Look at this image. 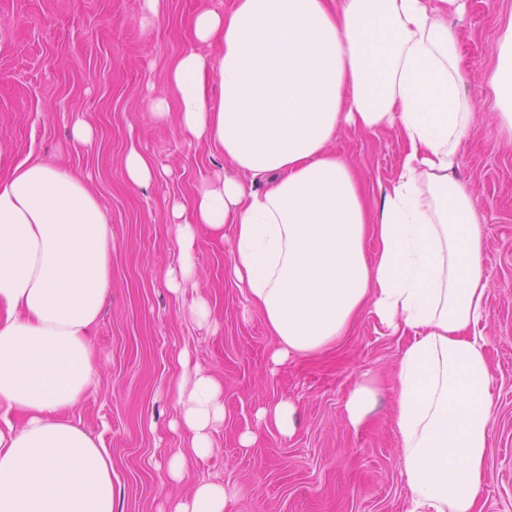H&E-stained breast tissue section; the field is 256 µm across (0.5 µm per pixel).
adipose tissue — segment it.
<instances>
[{
	"label": "adipose tissue",
	"mask_w": 512,
	"mask_h": 512,
	"mask_svg": "<svg viewBox=\"0 0 512 512\" xmlns=\"http://www.w3.org/2000/svg\"><path fill=\"white\" fill-rule=\"evenodd\" d=\"M458 2L230 0L194 17L191 47L168 66L170 94L148 99L157 122L235 170L167 202L179 243L171 291L195 276L204 230L231 236L228 273L278 341L273 364L321 351L365 312L404 338L395 429L408 512H476L492 437L480 216L454 175L474 122L444 18ZM211 43L215 53L199 52ZM496 50L492 86L512 127V27ZM344 127H389L404 144L378 206L331 148ZM122 165L136 188L171 174L133 144ZM111 291L112 223L87 179L62 163L15 165L0 180V512H114L112 459L66 416L93 384ZM220 394L200 372L177 387L202 459L224 420ZM232 502L224 485L198 482L168 512Z\"/></svg>",
	"instance_id": "1"
}]
</instances>
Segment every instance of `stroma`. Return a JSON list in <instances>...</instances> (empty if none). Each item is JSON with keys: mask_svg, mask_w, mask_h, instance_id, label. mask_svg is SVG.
<instances>
[{"mask_svg": "<svg viewBox=\"0 0 512 512\" xmlns=\"http://www.w3.org/2000/svg\"><path fill=\"white\" fill-rule=\"evenodd\" d=\"M219 0H162L158 19H143L141 0H0V178L28 156L55 158L90 174L112 219V294L93 340L97 373L68 414L101 438L112 458L115 512H165L172 483L168 458L183 452L196 481L221 482L234 512H407L403 461L393 430L395 367L403 344L369 314L320 352L272 366L275 339L226 273L229 244L200 232L195 284L184 295L165 285L178 244L166 199L191 197L223 156L191 142L173 123L158 124L149 93L168 90V65L190 43L194 16ZM461 37L465 93L475 120L458 156L456 178L481 217L489 281L486 355L494 375L493 438L481 512H512V128L498 116L491 77L494 46L512 25V0H465L449 10ZM97 131L94 150L73 145L74 116ZM137 144L166 180L131 187L121 160ZM358 167L371 193L398 168L403 145L394 131L341 129L332 144ZM204 297L207 324L188 307ZM222 385L224 423L214 452L194 457L190 435L171 429L181 351ZM377 379L374 408L352 427L344 403L365 375ZM297 407L296 429L281 436L256 412L281 400ZM258 441L244 448L240 437Z\"/></svg>", "mask_w": 512, "mask_h": 512, "instance_id": "obj_1", "label": "stroma"}]
</instances>
